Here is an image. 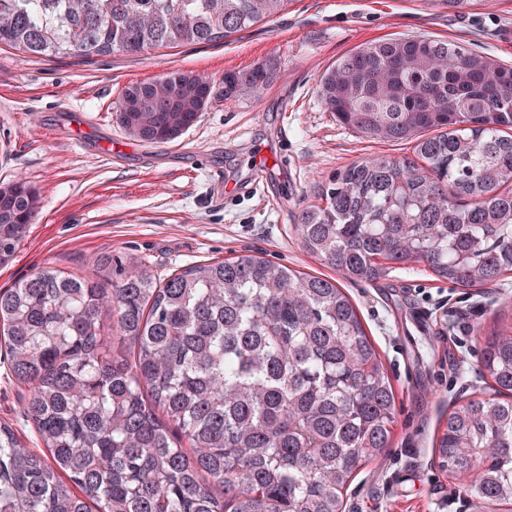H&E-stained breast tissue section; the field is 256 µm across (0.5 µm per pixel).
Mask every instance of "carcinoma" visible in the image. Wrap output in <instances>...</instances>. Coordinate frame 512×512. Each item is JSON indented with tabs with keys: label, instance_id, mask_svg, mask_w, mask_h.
Segmentation results:
<instances>
[{
	"label": "carcinoma",
	"instance_id": "1",
	"mask_svg": "<svg viewBox=\"0 0 512 512\" xmlns=\"http://www.w3.org/2000/svg\"><path fill=\"white\" fill-rule=\"evenodd\" d=\"M287 3L0 0V46L147 53L224 40ZM272 76L265 60L226 72L224 98L256 96ZM317 89L340 125L413 155L319 184L322 205L295 224L307 254L349 281L408 263L463 288L512 273V68L448 40L390 38L338 59ZM215 99L214 81L168 71L127 87L117 119L168 143ZM37 210L26 181L0 186V266ZM96 266L100 279L42 266L0 290V343L44 445L0 424V512H343L391 444L395 395L336 280L253 254L164 278L110 252ZM480 373L495 397L449 409L436 448L459 475L478 465L474 494L500 512L512 506V326L485 341Z\"/></svg>",
	"mask_w": 512,
	"mask_h": 512
}]
</instances>
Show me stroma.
Segmentation results:
<instances>
[{"label":"stroma","mask_w":512,"mask_h":512,"mask_svg":"<svg viewBox=\"0 0 512 512\" xmlns=\"http://www.w3.org/2000/svg\"><path fill=\"white\" fill-rule=\"evenodd\" d=\"M389 38L457 42L512 67V0H473L455 12L436 0H289L273 21L231 37L142 54L28 58L0 48V184L21 178L40 210L0 289L42 266L95 276L109 252L168 273L241 254L335 277L294 231L301 206L331 173L410 153L340 126L318 76L357 47ZM270 61V84L252 98H217L178 139H131L114 109L126 89L179 70L221 79ZM221 174L229 192L213 194ZM381 354L395 394L389 448L360 471L344 512H486L469 481L442 468L436 438L448 409L487 394L479 354L512 323V274L463 288L411 263L372 282L340 280ZM27 392L0 349V424L30 447Z\"/></svg>","instance_id":"1"}]
</instances>
